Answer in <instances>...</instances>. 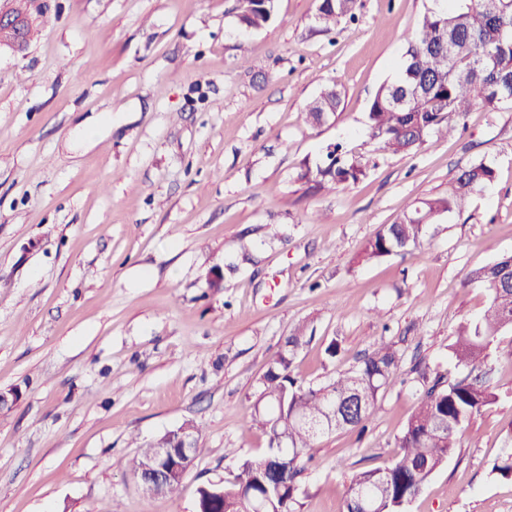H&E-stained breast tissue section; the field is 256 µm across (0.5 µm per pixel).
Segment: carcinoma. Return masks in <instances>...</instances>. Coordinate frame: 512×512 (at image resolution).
Segmentation results:
<instances>
[{
  "label": "carcinoma",
  "instance_id": "1",
  "mask_svg": "<svg viewBox=\"0 0 512 512\" xmlns=\"http://www.w3.org/2000/svg\"><path fill=\"white\" fill-rule=\"evenodd\" d=\"M357 7L358 0H320L315 23L328 32L342 19L354 17ZM274 8V0H238V24L246 31L264 29ZM506 104H512V0H433L409 41L397 75L372 100L367 131L383 150L411 154L431 134L455 132L474 106L496 112ZM340 106V92L327 87L307 103L306 121L321 126L336 116ZM328 159L326 165L308 167L300 174L308 189L334 190L365 176V164L359 159L345 158L336 149ZM494 178V168L485 162L461 170L447 192L420 200L397 221L380 228L359 259L369 262L410 252L429 224L445 213L462 211L471 195ZM500 277L512 278V258L503 256L466 274V281L481 283L490 291L482 316L462 325L449 346L456 363L470 369V374L452 380L437 376L398 438L400 458L390 467L352 475L348 491L363 490L371 512H405L453 455L466 425L497 401L482 369L492 343L512 329V285L498 288ZM306 343L303 329H293L261 379L252 421L267 435L268 452L258 460H241L224 479V496L210 495L207 486L199 489L197 512H251L250 492L263 496L272 512H297L298 478L310 460L307 449L330 431L363 428L373 418L378 395L398 365L393 346L376 342L355 368L324 386L303 387L292 375V365ZM350 395L362 400L361 415L349 422L335 418L334 402ZM281 436L288 439V447H275ZM153 453V444L140 446L131 462L134 475H141Z\"/></svg>",
  "mask_w": 512,
  "mask_h": 512
}]
</instances>
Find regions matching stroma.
Segmentation results:
<instances>
[{
	"instance_id": "35a3bbf8",
	"label": "stroma",
	"mask_w": 512,
	"mask_h": 512,
	"mask_svg": "<svg viewBox=\"0 0 512 512\" xmlns=\"http://www.w3.org/2000/svg\"><path fill=\"white\" fill-rule=\"evenodd\" d=\"M429 0H360L317 29L318 0H276L237 26V0H45L24 53L0 51V512H196L198 491L262 458L260 380L297 326L293 375L319 386L384 339L399 354L365 429L321 436L301 512H342L353 472L392 465L427 378L489 292L466 274L512 253V107L409 155L382 151L369 104ZM335 119L304 108L325 87ZM92 125L91 141L72 133ZM365 163L333 191L298 175L329 146ZM486 161L494 181L430 225L414 254L356 263L415 200ZM220 287H209L213 274ZM337 343L336 356L326 348ZM489 350L495 404L407 512H512V361ZM190 421L204 452L170 496L143 493L139 445ZM274 8V0H238V24L246 31L264 29L273 19ZM340 106V92L335 87H327L307 103L304 111L306 121L312 127L321 126L336 116Z\"/></svg>"
}]
</instances>
